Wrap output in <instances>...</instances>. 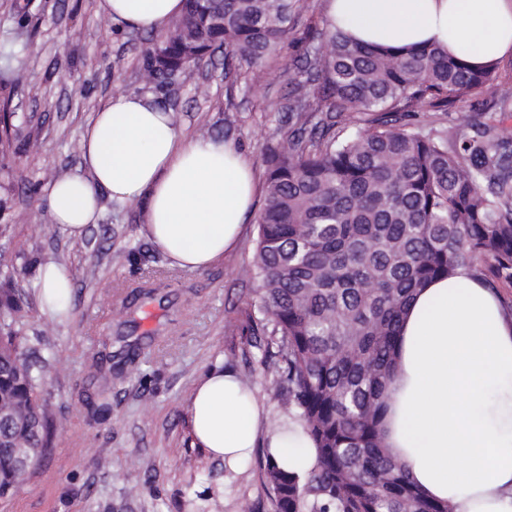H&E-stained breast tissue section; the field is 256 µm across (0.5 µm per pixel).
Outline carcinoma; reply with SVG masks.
I'll use <instances>...</instances> for the list:
<instances>
[{
  "instance_id": "carcinoma-1",
  "label": "carcinoma",
  "mask_w": 512,
  "mask_h": 512,
  "mask_svg": "<svg viewBox=\"0 0 512 512\" xmlns=\"http://www.w3.org/2000/svg\"><path fill=\"white\" fill-rule=\"evenodd\" d=\"M296 0H185L184 13L145 50L157 87L224 49L225 76L251 84L290 33ZM307 77L290 82V128L269 149L265 205L252 262L259 312L242 327L257 362L274 368L282 406L316 449L305 473L263 455L275 512H453L425 496L385 444L382 419L401 319L419 288L471 268L512 288V139L489 124L452 137L436 113L479 89L512 101L498 63L473 70L432 44L407 52L357 43L342 30L312 34ZM426 106L408 122V109ZM348 122L355 133L340 135ZM22 295L0 281V424L28 450L26 470L0 447V498L42 461L53 417L27 361Z\"/></svg>"
}]
</instances>
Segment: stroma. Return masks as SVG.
Instances as JSON below:
<instances>
[{
    "label": "stroma",
    "instance_id": "35a3bbf8",
    "mask_svg": "<svg viewBox=\"0 0 512 512\" xmlns=\"http://www.w3.org/2000/svg\"><path fill=\"white\" fill-rule=\"evenodd\" d=\"M313 25H327L322 0H300L280 51L285 69L262 85L226 78L218 52L158 88L143 77L153 35L117 29L97 15L96 0H0V44L37 47L20 54V80L0 76V116L9 117L0 152V257L15 267L14 286L30 304L27 349L66 359L42 385L54 418L48 452L30 480L0 501V512H274L257 461L228 470L194 446L187 421L194 381L216 366L251 377L267 419L288 420L272 374L242 334L258 299L257 281L239 275L252 257L256 216L222 262L186 271L171 267L145 234L140 203L102 197L98 222L75 241L58 229L44 233L51 222L45 196L50 181L78 165L93 113L120 92L177 111L190 133L236 142L265 179L267 148L284 134L270 109L299 76ZM478 115L512 134V105L477 91L438 115L436 126ZM50 259L71 276L66 318L43 312L34 287ZM102 352L111 366L92 367Z\"/></svg>",
    "mask_w": 512,
    "mask_h": 512
}]
</instances>
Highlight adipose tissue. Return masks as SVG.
Listing matches in <instances>:
<instances>
[{"label":"adipose tissue","instance_id":"ef3b65f1","mask_svg":"<svg viewBox=\"0 0 512 512\" xmlns=\"http://www.w3.org/2000/svg\"><path fill=\"white\" fill-rule=\"evenodd\" d=\"M330 27L362 44L400 51L437 44L477 68L512 53V0H323ZM184 0H98L113 24L153 34ZM144 200V230L189 271L221 262L240 242L254 206L252 158L230 140L194 137L146 95L111 97L88 122L80 162L49 184L46 203L69 238L100 217V198ZM43 308L70 312L72 282L55 261L36 278ZM383 419L385 440L420 490L455 512H512V315L467 268L428 284L400 324ZM189 426L196 447L232 469L251 456L263 410L233 372L193 385ZM265 432V431H264ZM268 434V433H267ZM283 470L305 472L313 444L298 422L268 434Z\"/></svg>","mask_w":512,"mask_h":512}]
</instances>
